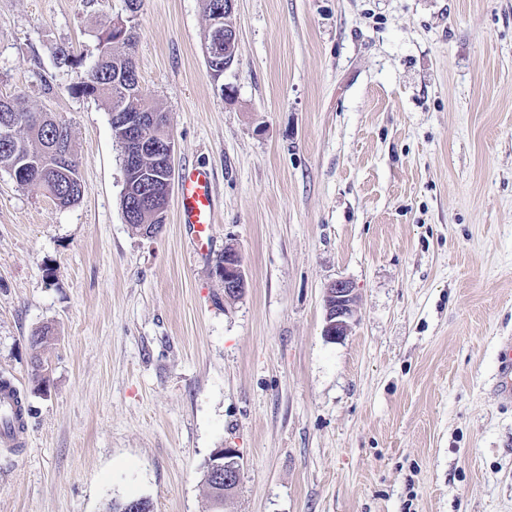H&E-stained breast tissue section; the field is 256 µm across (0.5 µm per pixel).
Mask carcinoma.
I'll list each match as a JSON object with an SVG mask.
<instances>
[{"label": "carcinoma", "instance_id": "carcinoma-1", "mask_svg": "<svg viewBox=\"0 0 512 512\" xmlns=\"http://www.w3.org/2000/svg\"><path fill=\"white\" fill-rule=\"evenodd\" d=\"M121 30L106 31L99 37L96 59L80 74L79 81L70 87L74 95L105 98L111 112L127 116L132 112L161 113L149 105L143 95L131 94L130 81L138 82L133 59L136 37L119 39ZM10 125L14 136L11 141L0 140V164L13 171L18 167L27 172L21 185L37 184L43 188L55 205L67 207L75 204L82 195L76 161H71L70 177L62 176L55 169L53 149L57 139H62L66 149H71L72 128L47 112H33L17 98L0 97V125ZM167 204L160 196L151 206L135 208L130 226L142 230L144 226L163 225L155 208Z\"/></svg>", "mask_w": 512, "mask_h": 512}]
</instances>
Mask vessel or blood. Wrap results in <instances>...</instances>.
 I'll return each mask as SVG.
<instances>
[{
  "label": "vessel or blood",
  "instance_id": "b4317fda",
  "mask_svg": "<svg viewBox=\"0 0 512 512\" xmlns=\"http://www.w3.org/2000/svg\"><path fill=\"white\" fill-rule=\"evenodd\" d=\"M179 221L189 226L197 256H207L214 236L216 213L212 177L209 170L192 166L182 169L176 189ZM495 389L506 402L512 401V342L501 345L498 353Z\"/></svg>",
  "mask_w": 512,
  "mask_h": 512
}]
</instances>
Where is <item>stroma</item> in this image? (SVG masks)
<instances>
[{"instance_id":"obj_1","label":"stroma","mask_w":512,"mask_h":512,"mask_svg":"<svg viewBox=\"0 0 512 512\" xmlns=\"http://www.w3.org/2000/svg\"><path fill=\"white\" fill-rule=\"evenodd\" d=\"M125 0H0V97L73 130L83 195L61 208L0 166V377L32 412L0 444V512H512V0H235L212 79L205 0H143L142 94L175 166H206L210 254L168 208L126 223L100 97L71 95ZM247 288L224 297L225 245ZM351 282L347 336L326 286ZM45 390L29 338L42 325ZM324 335L339 340L347 336L356 313V295L345 279L330 282L325 288ZM495 389L503 401H512V342L510 340L501 345L498 353ZM212 457V456H211ZM211 457L206 462L203 470L202 480L206 487L211 481L212 491L215 495L227 493L233 490L240 481L241 466L238 461L237 452L233 448H218L214 451L213 462L210 465V481L205 478L206 470L210 463ZM222 485L224 486L222 488ZM215 504L220 506L215 499Z\"/></svg>"}]
</instances>
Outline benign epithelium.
I'll return each mask as SVG.
<instances>
[{
  "mask_svg": "<svg viewBox=\"0 0 512 512\" xmlns=\"http://www.w3.org/2000/svg\"><path fill=\"white\" fill-rule=\"evenodd\" d=\"M235 0H225L224 7L214 11L210 22L212 34L224 33V68H229L237 54L238 36L235 27L228 21L234 9ZM157 124V118L143 112L127 116L120 125L116 141L120 144L125 158V183L139 187L137 201L144 206L154 203L157 185L145 179L142 174L141 161L148 153L155 155L165 166L167 178L164 182L172 183L174 168L173 158L175 143L171 136L165 135L156 141L145 137L147 124ZM224 297L236 299L247 286L243 261L238 250L231 246L224 247ZM356 313L355 288L345 279L330 282L325 288V326L324 335L339 340L347 336L351 322ZM241 466L237 452L233 448H218L214 451L210 465V481L213 493L219 495L233 490L240 481Z\"/></svg>",
  "mask_w": 512,
  "mask_h": 512,
  "instance_id": "obj_1",
  "label": "benign epithelium"
}]
</instances>
